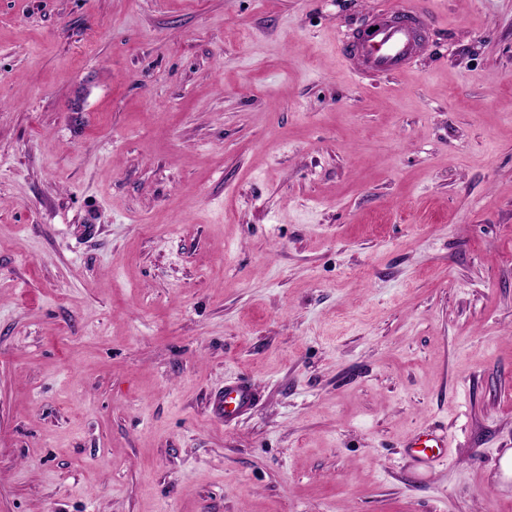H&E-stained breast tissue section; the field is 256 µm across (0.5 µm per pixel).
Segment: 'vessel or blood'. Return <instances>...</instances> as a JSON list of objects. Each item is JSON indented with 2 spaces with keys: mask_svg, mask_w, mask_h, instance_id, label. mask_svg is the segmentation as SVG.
Listing matches in <instances>:
<instances>
[{
  "mask_svg": "<svg viewBox=\"0 0 512 512\" xmlns=\"http://www.w3.org/2000/svg\"><path fill=\"white\" fill-rule=\"evenodd\" d=\"M429 19L416 5L395 9L374 21L372 27L352 32L340 41L341 59L350 73L360 79L396 76L411 69L428 46ZM256 402V389L247 379L224 384L210 398L214 419L230 424L247 415ZM406 448L421 465L449 454L447 435L421 431L411 436Z\"/></svg>",
  "mask_w": 512,
  "mask_h": 512,
  "instance_id": "vessel-or-blood-1",
  "label": "vessel or blood"
}]
</instances>
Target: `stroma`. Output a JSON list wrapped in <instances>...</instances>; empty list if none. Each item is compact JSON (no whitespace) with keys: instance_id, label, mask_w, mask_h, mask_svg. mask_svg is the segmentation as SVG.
Segmentation results:
<instances>
[{"instance_id":"stroma-1","label":"stroma","mask_w":512,"mask_h":512,"mask_svg":"<svg viewBox=\"0 0 512 512\" xmlns=\"http://www.w3.org/2000/svg\"><path fill=\"white\" fill-rule=\"evenodd\" d=\"M422 2L0 0V512H512V0ZM407 3L412 5L401 6L341 39L340 56L353 76L403 74L426 51L429 19L413 2ZM256 396V389L248 379L224 382L210 398L211 415L224 424L237 422L253 409ZM420 465H427L435 458H447L451 447L448 436L435 431H421L411 436L405 447ZM436 449V452H435ZM430 452V454H429Z\"/></svg>"}]
</instances>
